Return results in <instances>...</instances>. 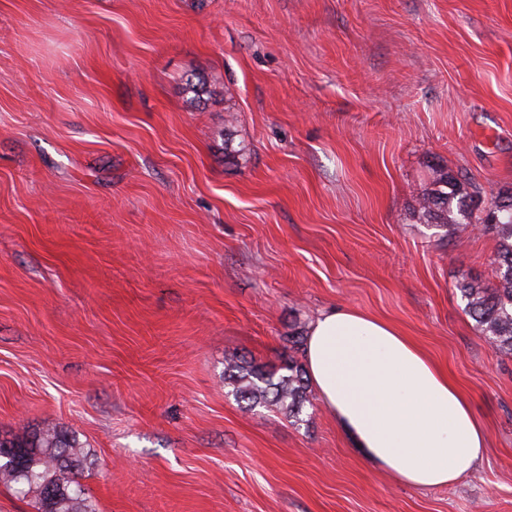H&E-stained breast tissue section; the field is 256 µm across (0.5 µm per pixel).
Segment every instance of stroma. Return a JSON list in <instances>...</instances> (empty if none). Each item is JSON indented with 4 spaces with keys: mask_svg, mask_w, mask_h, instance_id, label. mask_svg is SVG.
<instances>
[{
    "mask_svg": "<svg viewBox=\"0 0 512 512\" xmlns=\"http://www.w3.org/2000/svg\"><path fill=\"white\" fill-rule=\"evenodd\" d=\"M438 167L512 190V0H0V434L74 433L94 512H512V356L456 288L496 241L417 222ZM333 306L448 368L470 475L235 398Z\"/></svg>",
    "mask_w": 512,
    "mask_h": 512,
    "instance_id": "stroma-1",
    "label": "stroma"
}]
</instances>
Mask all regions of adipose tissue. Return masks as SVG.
I'll return each instance as SVG.
<instances>
[{"instance_id":"adipose-tissue-1","label":"adipose tissue","mask_w":512,"mask_h":512,"mask_svg":"<svg viewBox=\"0 0 512 512\" xmlns=\"http://www.w3.org/2000/svg\"><path fill=\"white\" fill-rule=\"evenodd\" d=\"M305 370L340 429L399 483L447 487L484 456L486 430L447 369L387 320L321 312L307 331Z\"/></svg>"}]
</instances>
